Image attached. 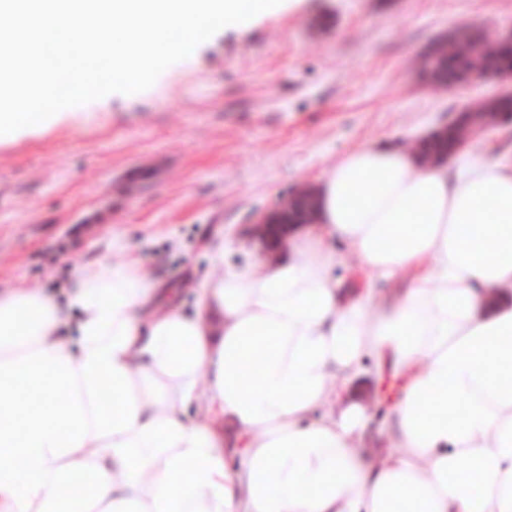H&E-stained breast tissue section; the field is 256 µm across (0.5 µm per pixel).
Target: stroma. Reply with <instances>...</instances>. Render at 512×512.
Returning a JSON list of instances; mask_svg holds the SVG:
<instances>
[{
    "label": "stroma",
    "mask_w": 512,
    "mask_h": 512,
    "mask_svg": "<svg viewBox=\"0 0 512 512\" xmlns=\"http://www.w3.org/2000/svg\"><path fill=\"white\" fill-rule=\"evenodd\" d=\"M512 27V0H284L221 29L148 90L114 93L0 144V286L57 295L102 253L192 311L200 283L259 260L255 218L346 150L423 138L492 85L437 94L417 63L461 20ZM512 156V130L478 135L454 161ZM354 292L390 303L413 272L374 279L336 245ZM404 381L368 367L340 386L371 420L360 445L398 454L385 413Z\"/></svg>",
    "instance_id": "obj_1"
}]
</instances>
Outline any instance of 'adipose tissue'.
Wrapping results in <instances>:
<instances>
[{"label": "adipose tissue", "instance_id": "adipose-tissue-1", "mask_svg": "<svg viewBox=\"0 0 512 512\" xmlns=\"http://www.w3.org/2000/svg\"><path fill=\"white\" fill-rule=\"evenodd\" d=\"M316 194L287 260L205 280L191 314L133 256L75 269L63 306L0 289V512H71L51 490L84 474L85 512H512V160L456 173L367 145ZM334 239L413 285L348 293ZM369 359L407 378L398 455L356 447L363 404L315 416ZM223 416L248 436L234 469Z\"/></svg>", "mask_w": 512, "mask_h": 512}]
</instances>
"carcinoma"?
I'll use <instances>...</instances> for the list:
<instances>
[{
  "mask_svg": "<svg viewBox=\"0 0 512 512\" xmlns=\"http://www.w3.org/2000/svg\"><path fill=\"white\" fill-rule=\"evenodd\" d=\"M512 69V44L504 43L497 32L476 30L467 22L455 32L436 41L423 55L420 75L436 93H441L474 72H502ZM512 117V95H496L475 99L429 137L411 146L424 165H439L443 156L455 145L474 139L486 128H494ZM316 188L304 185L279 203L275 215L282 224H314L317 222ZM90 480L83 476L69 485L54 490L55 495L69 501L71 507L82 506V495Z\"/></svg>",
  "mask_w": 512,
  "mask_h": 512,
  "instance_id": "carcinoma-1",
  "label": "carcinoma"
}]
</instances>
